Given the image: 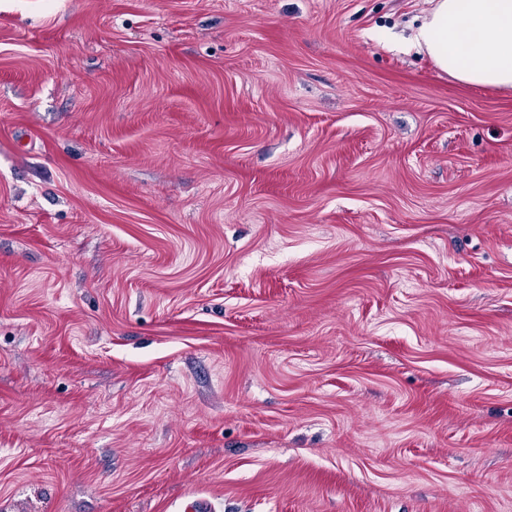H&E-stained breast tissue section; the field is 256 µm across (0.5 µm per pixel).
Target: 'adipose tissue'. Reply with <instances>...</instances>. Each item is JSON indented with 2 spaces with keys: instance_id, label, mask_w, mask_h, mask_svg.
Returning a JSON list of instances; mask_svg holds the SVG:
<instances>
[{
  "instance_id": "adipose-tissue-1",
  "label": "adipose tissue",
  "mask_w": 512,
  "mask_h": 512,
  "mask_svg": "<svg viewBox=\"0 0 512 512\" xmlns=\"http://www.w3.org/2000/svg\"><path fill=\"white\" fill-rule=\"evenodd\" d=\"M413 45L462 83L512 87V0H438Z\"/></svg>"
}]
</instances>
